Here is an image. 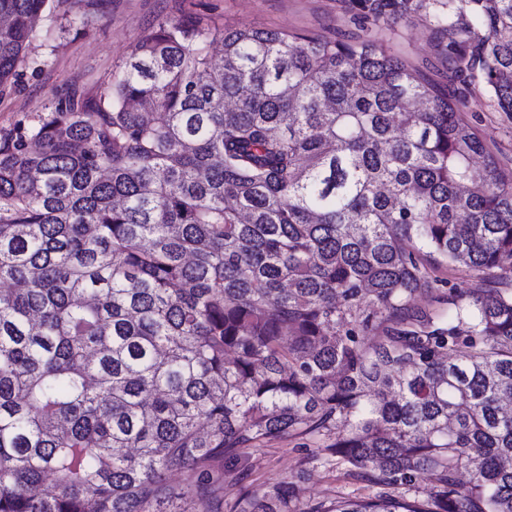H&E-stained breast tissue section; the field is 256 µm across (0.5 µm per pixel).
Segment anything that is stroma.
<instances>
[{
  "label": "stroma",
  "instance_id": "35a3bbf8",
  "mask_svg": "<svg viewBox=\"0 0 512 512\" xmlns=\"http://www.w3.org/2000/svg\"><path fill=\"white\" fill-rule=\"evenodd\" d=\"M184 15H196L227 27H254L324 34L355 41L365 35L364 20L350 0H100L89 23L59 31L55 16L44 26L49 39L34 42L12 88L0 93V131L30 121L73 93H107L112 72L148 29ZM376 41L417 68L442 93L467 102L464 120L494 152L504 173H512V119L499 112L480 76L457 72L452 53L422 12ZM300 440L278 439L259 450L245 449L238 464L225 465V504H233L246 486H260L304 470L302 493L311 499L343 491L359 495L362 483L307 462Z\"/></svg>",
  "mask_w": 512,
  "mask_h": 512
}]
</instances>
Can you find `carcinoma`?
Returning a JSON list of instances; mask_svg holds the SVG:
<instances>
[{"label": "carcinoma", "mask_w": 512, "mask_h": 512, "mask_svg": "<svg viewBox=\"0 0 512 512\" xmlns=\"http://www.w3.org/2000/svg\"><path fill=\"white\" fill-rule=\"evenodd\" d=\"M354 2L428 13L512 117V0ZM67 3L0 0V91ZM463 108L371 40L188 17L1 134L0 512H216L287 437L367 493L226 512H512V178ZM432 275L448 282L439 285L446 292L452 287L468 293H476L486 288L485 284L476 276H470L468 272L448 267L447 264L441 265Z\"/></svg>", "instance_id": "1"}]
</instances>
